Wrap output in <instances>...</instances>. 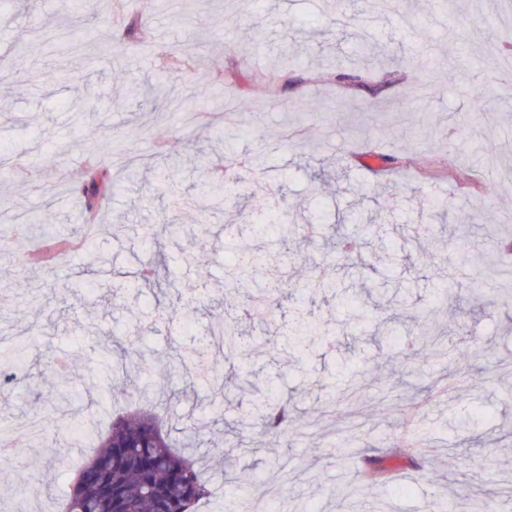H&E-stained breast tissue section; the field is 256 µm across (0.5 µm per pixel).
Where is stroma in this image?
<instances>
[{
    "instance_id": "1",
    "label": "stroma",
    "mask_w": 512,
    "mask_h": 512,
    "mask_svg": "<svg viewBox=\"0 0 512 512\" xmlns=\"http://www.w3.org/2000/svg\"><path fill=\"white\" fill-rule=\"evenodd\" d=\"M102 34L90 38L72 23L61 0H7L0 22V214L18 213L27 231L0 230V325L30 336L24 365L0 377V427L12 431L43 422L55 461L41 445H22L24 472L0 459V512L31 507L56 512L73 470L90 441L71 444L79 424H105L119 406L111 383L124 371L162 362L160 411L169 424L200 419L209 388L194 384L190 353L217 319L238 316L236 301L214 306L225 266L246 233L239 212L270 220L261 252L275 255L284 282H304L313 270L334 273L359 294L368 340L349 343L343 294L305 291L306 312L332 332L304 355L288 349L291 301L280 298L274 318L241 324L250 376L259 388L295 407L291 447L263 436L250 420V398L227 389L224 425L199 429L196 454L220 486L204 512H440L456 483L472 493L512 485V301L503 288L474 294L469 281L449 280L460 253L482 252L486 272L512 264V153L476 152L469 137L448 133L450 119L469 113L472 93L485 94L495 125L488 144L512 138V73L491 68V46L512 43V0H455L440 12L437 0H178L169 11L155 0H92ZM28 52L17 55L19 38ZM196 71L217 70L213 108L182 113L146 103L112 105L130 85L173 80L185 44ZM420 54L433 66L412 67ZM291 59L277 84H254L241 99L245 71H263ZM361 75L350 85L335 68ZM53 69L63 81L44 84ZM456 82H449L448 71ZM225 123L224 137L212 135ZM241 158L223 210L194 227L188 201H201L202 166L225 155ZM114 176L100 206V229L90 248L103 267L87 270L78 254L44 266L27 259L43 245L38 226L48 218L61 230H83L76 189L88 161ZM459 162L468 186L448 180ZM446 201L449 216L432 202ZM433 232L423 235L424 225ZM161 234L166 267L160 288L139 287L136 271L148 251L145 226ZM298 227L291 246L282 230ZM359 242L343 256V232ZM464 295L461 307L437 302L439 289ZM455 333L460 345L479 342L473 368L457 353L405 359L418 319ZM132 336L123 357L104 363L98 340ZM364 385L359 400L337 404L349 375ZM60 391L80 397L55 411ZM488 411L495 431L478 462L457 455L461 434L448 420L475 408ZM243 435L231 454L251 476L238 490L208 452L225 426ZM382 463L388 479L369 483L368 462Z\"/></svg>"
}]
</instances>
